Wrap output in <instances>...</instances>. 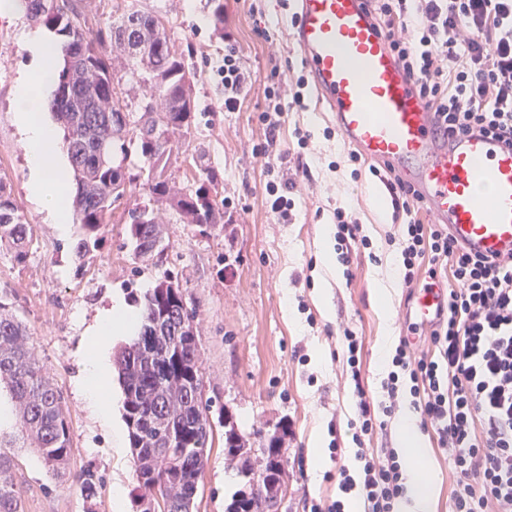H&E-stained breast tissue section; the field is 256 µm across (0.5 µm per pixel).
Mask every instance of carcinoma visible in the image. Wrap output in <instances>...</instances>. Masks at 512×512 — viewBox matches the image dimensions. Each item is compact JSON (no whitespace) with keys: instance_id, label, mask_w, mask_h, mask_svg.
Segmentation results:
<instances>
[{"instance_id":"1","label":"carcinoma","mask_w":512,"mask_h":512,"mask_svg":"<svg viewBox=\"0 0 512 512\" xmlns=\"http://www.w3.org/2000/svg\"><path fill=\"white\" fill-rule=\"evenodd\" d=\"M85 0H26L30 18L61 37L63 67L59 71L52 109L65 132L76 193L73 206L82 228L75 250L84 257L102 242L112 223L116 203L137 186L166 201L183 224L213 228L224 211L210 197L207 184L213 170L200 167L195 189L169 186V170L176 150L184 145V131L192 128L194 107H185L182 71L186 62L168 34L163 17L152 8L131 7L121 14H101L88 25ZM137 59L139 85L152 91L161 109L148 108L137 129L121 122L120 99L112 65V48ZM136 143L142 165L139 173L123 170L128 148ZM31 227L0 177V246L19 261L26 255ZM134 254L146 256L163 241L164 226L155 214L143 221L130 219ZM139 334L115 353L114 369L124 394L123 416L135 465L138 497L157 498L166 509L179 512L196 496L205 459L192 448H212L209 405L198 390L200 349L194 334V313L180 292L159 282L143 296ZM6 392L19 422L17 439L36 449L47 471H66L71 430L60 393L42 374L26 342V330L8 303L0 300V393ZM180 438L166 447L158 435V420ZM224 452L247 454L234 425L225 426ZM12 457L0 452V512H22L21 492L10 479ZM99 481L86 472L81 492L88 502L98 493ZM230 505L236 512H261V493L247 483Z\"/></svg>"}]
</instances>
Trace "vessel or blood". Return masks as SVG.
<instances>
[{
	"label": "vessel or blood",
	"instance_id": "vessel-or-blood-1",
	"mask_svg": "<svg viewBox=\"0 0 512 512\" xmlns=\"http://www.w3.org/2000/svg\"><path fill=\"white\" fill-rule=\"evenodd\" d=\"M288 10L289 41L343 139L396 170L456 244L490 259L512 256V147L477 129L440 131L368 0H290ZM444 306L443 288L427 286L414 315L426 325Z\"/></svg>",
	"mask_w": 512,
	"mask_h": 512
}]
</instances>
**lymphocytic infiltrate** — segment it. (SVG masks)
Listing matches in <instances>:
<instances>
[{
    "label": "lymphocytic infiltrate",
    "mask_w": 512,
    "mask_h": 512,
    "mask_svg": "<svg viewBox=\"0 0 512 512\" xmlns=\"http://www.w3.org/2000/svg\"><path fill=\"white\" fill-rule=\"evenodd\" d=\"M372 7L446 133L479 127L512 146V0H373ZM382 179L406 217L405 286L442 273L452 279L430 332L434 355L414 356L401 340L388 397L409 378L423 425L454 465L453 512H512V258L470 254L445 225L422 221L417 196L396 173ZM363 473L366 512H395L404 493L397 450L365 461Z\"/></svg>",
    "instance_id": "lymphocytic-infiltrate-1"
}]
</instances>
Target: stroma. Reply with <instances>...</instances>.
<instances>
[{
    "instance_id": "1",
    "label": "stroma",
    "mask_w": 512,
    "mask_h": 512,
    "mask_svg": "<svg viewBox=\"0 0 512 512\" xmlns=\"http://www.w3.org/2000/svg\"><path fill=\"white\" fill-rule=\"evenodd\" d=\"M138 2L159 11L176 47L195 75L196 121L191 140L171 169L177 187L192 183L198 165L213 168V195L224 204V224L211 234L179 223L165 207L157 212L167 229L161 248L135 257L126 216L116 214L98 251L87 258L74 247L80 225L67 230L49 223L29 195L26 148L14 122L19 109L15 86L31 62L23 35L35 30L27 15L0 17V177L31 226L28 254L17 261L0 248V297L11 302L28 332V345L50 383L62 396L72 447L64 478L50 476L30 448L12 449L13 480L24 512H86L80 476L100 482L96 512H134L136 481L126 432L124 394L110 378L102 399L112 407L111 422L99 420L83 392L85 330L113 296L139 304L165 277L177 279L201 343L199 370L213 444L197 492V512H224L241 479L225 462L224 416L232 414L249 445L282 433L286 495L281 512H310L312 505L350 501L341 493V469L359 476L357 451L381 457L397 445L398 414L410 406L409 379L399 382L394 411L386 427L353 441L356 418L345 332L361 344L360 373L370 400L387 401L383 387L400 340L417 352H430V329L417 325L414 301L402 280L392 277L401 252L402 217L393 205L384 212L374 197L387 191L368 160L351 162L347 145L327 113L304 88V109H285L276 146L253 155L264 140L259 120L277 100L276 79L303 74L305 68L284 29L288 0H223L224 19L216 21L211 0H95L98 11ZM235 48L251 75L234 111L224 108L219 69L224 51ZM308 133L298 145L295 130ZM294 181V205L280 221L266 204V185ZM349 211L368 246H353L349 262H323L336 239V208ZM392 280L388 308H380L374 287ZM435 485L431 512H451L455 474L447 452L429 440Z\"/></svg>"
}]
</instances>
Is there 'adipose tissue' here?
<instances>
[{"mask_svg": "<svg viewBox=\"0 0 512 512\" xmlns=\"http://www.w3.org/2000/svg\"><path fill=\"white\" fill-rule=\"evenodd\" d=\"M32 60L16 87L20 102L17 124L29 157V193L33 201L55 224L69 221L68 196L71 192L62 166V145L54 124L47 118L43 98L55 82L58 60L62 55L58 43L39 33L26 37ZM139 317L122 300H115L89 336L95 352L85 360V395L98 398V390L109 377V362L104 344L116 334L134 335ZM402 447L410 451L405 468L406 492L396 512H431L434 487L428 477L430 453L411 411H404L397 425Z\"/></svg>", "mask_w": 512, "mask_h": 512, "instance_id": "ef3b65f1", "label": "adipose tissue"}]
</instances>
